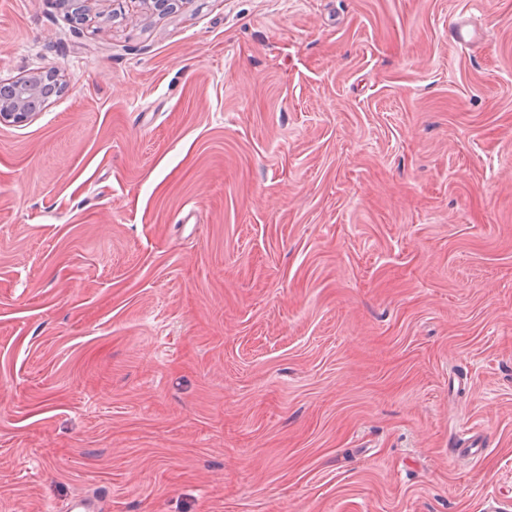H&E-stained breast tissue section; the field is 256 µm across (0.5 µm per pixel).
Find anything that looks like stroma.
<instances>
[{"instance_id":"obj_1","label":"stroma","mask_w":512,"mask_h":512,"mask_svg":"<svg viewBox=\"0 0 512 512\" xmlns=\"http://www.w3.org/2000/svg\"><path fill=\"white\" fill-rule=\"evenodd\" d=\"M34 71L0 512H512V0H0ZM479 37L476 28L465 17H456L448 22V40L456 46L466 48Z\"/></svg>"}]
</instances>
